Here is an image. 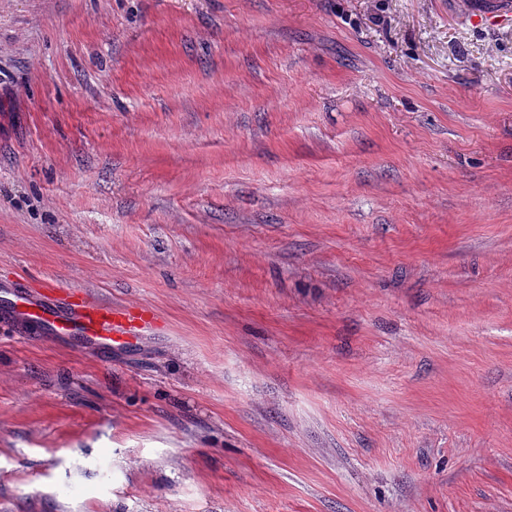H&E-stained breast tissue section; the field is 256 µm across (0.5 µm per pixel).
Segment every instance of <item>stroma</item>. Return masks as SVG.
<instances>
[{
	"instance_id": "stroma-1",
	"label": "stroma",
	"mask_w": 512,
	"mask_h": 512,
	"mask_svg": "<svg viewBox=\"0 0 512 512\" xmlns=\"http://www.w3.org/2000/svg\"><path fill=\"white\" fill-rule=\"evenodd\" d=\"M0 512H512V16L0 0ZM52 288L46 284L37 289L25 278L0 283V325L73 338L88 351L111 354L112 346L132 344L151 325L150 316L119 311L86 290Z\"/></svg>"
}]
</instances>
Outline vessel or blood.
Segmentation results:
<instances>
[{
    "mask_svg": "<svg viewBox=\"0 0 512 512\" xmlns=\"http://www.w3.org/2000/svg\"><path fill=\"white\" fill-rule=\"evenodd\" d=\"M469 9L480 16H500L512 12V0H471ZM150 324V317L119 311L85 290L36 288L24 278L0 283V325L37 336L73 338L91 352L132 344Z\"/></svg>",
    "mask_w": 512,
    "mask_h": 512,
    "instance_id": "1",
    "label": "vessel or blood"
}]
</instances>
